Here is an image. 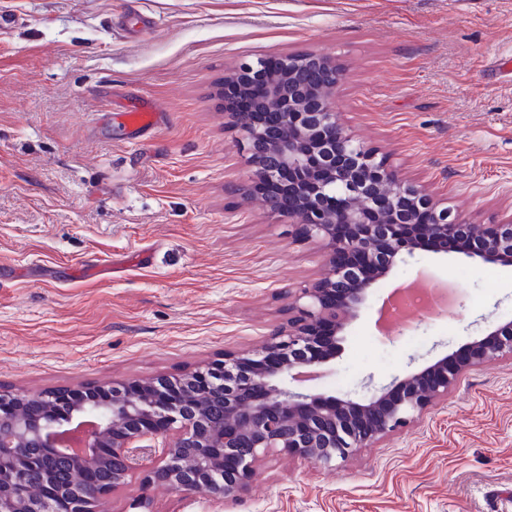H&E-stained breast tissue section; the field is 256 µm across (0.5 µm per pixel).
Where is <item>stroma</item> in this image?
Segmentation results:
<instances>
[{"label":"stroma","instance_id":"35a3bbf8","mask_svg":"<svg viewBox=\"0 0 512 512\" xmlns=\"http://www.w3.org/2000/svg\"><path fill=\"white\" fill-rule=\"evenodd\" d=\"M0 391L177 376L260 346L318 243L248 194L219 90L257 59L316 52L358 141L466 223L512 217V0H0ZM139 95L163 120L131 136ZM120 264L69 281L64 264ZM461 278L454 307L379 333L421 274ZM512 321V265L421 248L380 280L305 389L362 398ZM512 512V359L464 374L407 427L323 466L278 455L235 499L143 484L101 512Z\"/></svg>","mask_w":512,"mask_h":512}]
</instances>
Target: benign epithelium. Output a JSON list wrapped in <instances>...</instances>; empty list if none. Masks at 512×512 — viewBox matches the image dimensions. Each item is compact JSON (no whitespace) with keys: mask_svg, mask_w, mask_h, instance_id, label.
I'll return each mask as SVG.
<instances>
[{"mask_svg":"<svg viewBox=\"0 0 512 512\" xmlns=\"http://www.w3.org/2000/svg\"><path fill=\"white\" fill-rule=\"evenodd\" d=\"M254 117L228 115L241 135L252 182L279 183L264 198L268 213L301 224L300 235L321 244L329 272L288 305V327L257 349L226 351L224 360L178 377L114 383L99 388L67 413V394H35L44 411L30 416L26 397L0 391V512H99L100 502L124 487L156 453L165 458L146 475L149 483L203 489L234 498L246 490L262 458L273 452L328 465L365 443L403 428L414 413L448 397L457 377L485 362L512 357V322L493 326L470 342L466 357L448 367V356L394 378L362 401L306 392L296 386L327 364L350 323L360 317L379 280L418 246L408 241L414 214L431 212L438 253L448 236L469 233L476 245L462 250L485 263L512 264V218L479 234L451 216L424 187L399 179L387 158L357 144L343 129L332 95L342 73L317 53L281 58ZM224 406V426L208 420V407ZM71 439L79 477L73 487H51L49 462ZM27 448H46L33 459ZM103 458L122 464L112 484L93 485L89 468Z\"/></svg>","mask_w":512,"mask_h":512,"instance_id":"7a95c632","label":"benign epithelium"}]
</instances>
